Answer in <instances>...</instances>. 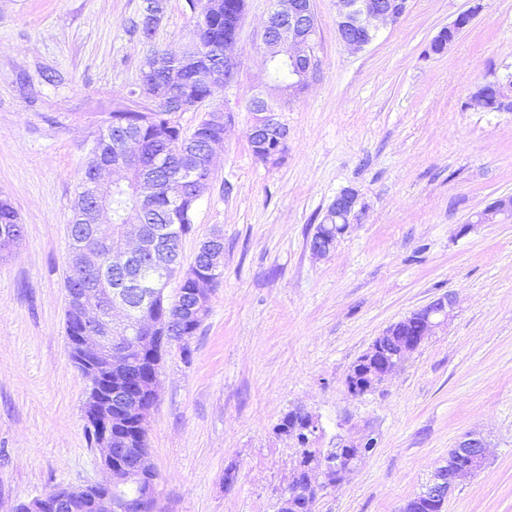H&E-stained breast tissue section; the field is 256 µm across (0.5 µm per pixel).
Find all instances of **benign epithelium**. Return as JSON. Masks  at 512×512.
I'll use <instances>...</instances> for the list:
<instances>
[{
    "label": "benign epithelium",
    "mask_w": 512,
    "mask_h": 512,
    "mask_svg": "<svg viewBox=\"0 0 512 512\" xmlns=\"http://www.w3.org/2000/svg\"><path fill=\"white\" fill-rule=\"evenodd\" d=\"M336 7V32L338 39L348 50L359 52L369 46L381 28L396 24L407 12L409 0H334ZM318 20L314 0H271V9L259 38L267 62H291L295 81L293 87L299 91L307 88L317 79L322 70V59L318 48ZM217 47L202 39L191 36L185 51L180 55H167L165 77L149 79L140 77L134 100L137 106L149 109L159 108L176 117L181 112H197L205 100L196 97L194 86L209 90L222 88L230 90L238 82V69L234 50H224V63L214 64L210 57ZM259 104L265 109L254 113L249 129V143L255 157L262 162L272 158L258 151L267 139L275 137L280 148H287L288 126L279 118V113L288 108V95L279 97L278 110H273L271 100L263 94L253 95L248 108ZM486 112H511L512 97L495 95L481 107ZM140 144L136 137L126 138L122 151L121 168L129 171L138 166ZM215 166V146L199 154L190 153L183 165V179L175 186V193L181 196L190 187L199 189L210 184ZM84 169L94 175V196L76 198L72 211L74 224L85 225L86 240L83 246L71 251L68 272L90 271L100 260L95 242L100 236L101 217L111 208L112 184L104 180V173L115 169L100 158V153L91 152L86 158ZM357 194L348 189L341 190L327 210L326 217L341 220L336 225V234L342 235L356 216ZM499 215L512 218V196L496 199L482 212V217L491 220ZM223 234L217 230L202 240L197 252L208 255L210 267L201 270L192 263L184 268L187 277L195 282L188 304L175 318L182 324L191 318L206 314L210 294L221 276V260L224 257L221 246ZM183 238L173 234L161 237L155 230L144 224H129L119 239L112 240L108 248V263L128 274L126 287H138L134 274L138 263L147 261L159 273L172 268H183ZM334 248V242L327 235L313 239L310 250L317 257H325ZM129 292L116 294L107 288H84L72 291L69 301L78 310L83 323L81 335L70 341V347L77 356L88 384L85 409L87 419L94 422L99 431L96 443L100 453V480L82 489H59L37 497L29 503L31 512H70L76 507L78 495H91L98 512H112V493L133 478L136 468L114 463L118 457H127L136 452L129 442L113 434L110 414L99 409L101 397L120 398L126 414L140 423L146 422L148 411L157 400L156 379L148 383L151 400L145 403L135 396L125 395L122 379L126 371L138 364L140 357L154 348L155 332L158 325L148 314L126 326V336L112 334L116 324L112 311L115 306H128ZM456 306L453 294H445L404 319L390 325L371 346L360 356L364 369L350 370L345 386L352 396L374 390L389 375L394 373L413 354L434 330L447 323ZM373 438V431L366 428L357 436L339 438L336 446V463L326 471L323 481L316 483L307 478L306 484L298 486L288 480L276 492L275 505L279 506L288 497L298 499L301 512H310L319 495L327 487L340 481L352 472L365 458L366 443ZM485 441L473 434H467L457 446L448 452L453 462L448 472L436 469L423 488L422 495L434 504L445 505L457 484L474 474L485 460ZM156 491L148 485L138 496L122 503L124 512H154Z\"/></svg>",
    "instance_id": "1"
}]
</instances>
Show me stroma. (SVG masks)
<instances>
[{"instance_id": "1", "label": "stroma", "mask_w": 512, "mask_h": 512, "mask_svg": "<svg viewBox=\"0 0 512 512\" xmlns=\"http://www.w3.org/2000/svg\"><path fill=\"white\" fill-rule=\"evenodd\" d=\"M481 9L443 53L433 39ZM143 0H0V199L24 227L0 259V512L101 477L85 431L86 381L65 333L68 232L86 156L146 54ZM270 0H247L238 84L218 162L183 240L185 261L214 230L224 268L183 359L162 360L147 419L157 512H275L293 450L274 427L315 413L318 447L372 425L378 443L314 512H400L465 434L481 469L444 512H512V220L481 224L512 195V112H477V85L512 66V0H409L365 50H346L332 0H315L322 71L289 104L288 150L257 161L247 105L265 79L257 33ZM186 0H166L153 36L184 49ZM358 220L326 257L311 235L342 189ZM456 293L444 327L376 390L345 378L387 327ZM236 478L225 484L224 470Z\"/></svg>"}]
</instances>
